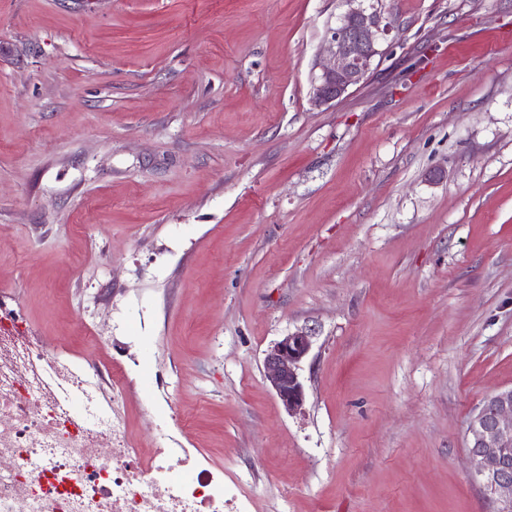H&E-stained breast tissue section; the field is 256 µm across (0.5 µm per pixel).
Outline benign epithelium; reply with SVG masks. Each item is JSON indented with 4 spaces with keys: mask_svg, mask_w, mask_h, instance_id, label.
Wrapping results in <instances>:
<instances>
[{
    "mask_svg": "<svg viewBox=\"0 0 512 512\" xmlns=\"http://www.w3.org/2000/svg\"><path fill=\"white\" fill-rule=\"evenodd\" d=\"M348 9L326 32L327 64L311 81V101L327 105L360 84L382 41L392 30L382 0H344ZM311 349L304 331L283 337L266 354V376L282 405L291 413L301 409L304 388L302 360ZM467 454L470 468L497 512H512V388L486 398L469 420Z\"/></svg>",
    "mask_w": 512,
    "mask_h": 512,
    "instance_id": "7a95c632",
    "label": "benign epithelium"
}]
</instances>
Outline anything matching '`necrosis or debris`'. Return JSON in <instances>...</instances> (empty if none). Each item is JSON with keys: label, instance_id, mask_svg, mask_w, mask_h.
<instances>
[{"label": "necrosis or debris", "instance_id": "obj_1", "mask_svg": "<svg viewBox=\"0 0 512 512\" xmlns=\"http://www.w3.org/2000/svg\"><path fill=\"white\" fill-rule=\"evenodd\" d=\"M99 362L55 357L0 291V512H225L224 472L190 449L139 453Z\"/></svg>", "mask_w": 512, "mask_h": 512}]
</instances>
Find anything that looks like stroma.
<instances>
[{"mask_svg":"<svg viewBox=\"0 0 512 512\" xmlns=\"http://www.w3.org/2000/svg\"><path fill=\"white\" fill-rule=\"evenodd\" d=\"M383 8L316 107L344 0H0V289L63 357L101 336L138 446L167 421L226 512L495 510L466 430L512 386V0ZM348 9L335 27L326 32L327 64L311 81V101L327 105L360 84L376 56L382 53V41L392 30L381 0H344ZM364 2H370L367 6ZM310 349V335L297 331L275 343L265 357L266 376L282 405L291 413L301 409L304 403L299 370Z\"/></svg>","mask_w":512,"mask_h":512,"instance_id":"35a3bbf8","label":"stroma"}]
</instances>
